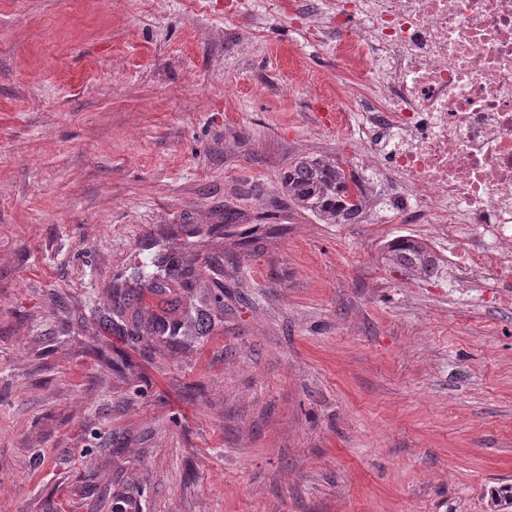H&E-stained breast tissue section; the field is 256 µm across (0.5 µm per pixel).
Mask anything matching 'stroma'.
<instances>
[{
  "label": "stroma",
  "mask_w": 512,
  "mask_h": 512,
  "mask_svg": "<svg viewBox=\"0 0 512 512\" xmlns=\"http://www.w3.org/2000/svg\"><path fill=\"white\" fill-rule=\"evenodd\" d=\"M349 74L288 0H0V512H492L512 304L282 193L356 167ZM158 239L191 287L113 311ZM388 259L418 277L435 271L436 260L426 245L412 236H401L388 244Z\"/></svg>",
  "instance_id": "35a3bbf8"
}]
</instances>
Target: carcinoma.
Masks as SVG:
<instances>
[{
	"instance_id": "cac0c4a2",
	"label": "carcinoma",
	"mask_w": 512,
	"mask_h": 512,
	"mask_svg": "<svg viewBox=\"0 0 512 512\" xmlns=\"http://www.w3.org/2000/svg\"><path fill=\"white\" fill-rule=\"evenodd\" d=\"M282 186L288 200L310 212L325 224H350L364 209L366 196L354 173L332 157L301 156L283 175ZM388 259L418 277L435 271L436 260L426 245L412 236H401L388 244ZM162 261L136 269L135 278L156 287ZM207 329L203 315L190 316L180 325L181 335L197 336Z\"/></svg>"
}]
</instances>
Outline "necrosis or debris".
<instances>
[{
    "mask_svg": "<svg viewBox=\"0 0 512 512\" xmlns=\"http://www.w3.org/2000/svg\"><path fill=\"white\" fill-rule=\"evenodd\" d=\"M342 4L323 15L343 58L360 62L362 168L388 187L390 211L435 225L441 242L465 238L449 280L501 303L512 286V0H355L349 18Z\"/></svg>",
    "mask_w": 512,
    "mask_h": 512,
    "instance_id": "necrosis-or-debris-1",
    "label": "necrosis or debris"
}]
</instances>
